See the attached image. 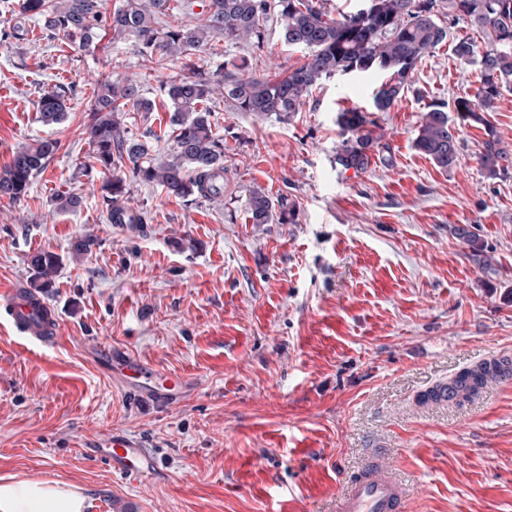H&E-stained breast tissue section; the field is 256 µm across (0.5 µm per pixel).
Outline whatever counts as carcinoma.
<instances>
[{"mask_svg": "<svg viewBox=\"0 0 512 512\" xmlns=\"http://www.w3.org/2000/svg\"><path fill=\"white\" fill-rule=\"evenodd\" d=\"M176 6H171V2ZM367 9L332 16L321 0H120L108 10L107 0H0V16L13 21L3 39L26 35L27 21L38 18L48 35L61 36L87 47L112 35V42L133 40L148 71L181 62L190 75L164 87L173 108L170 124L174 143L166 158L157 156L151 134L130 133L122 121L125 112H154L156 100L140 85L115 72L102 73L93 88V106L86 133L93 152L84 169L102 178V206L114 224H144L146 216L125 206L134 183L155 184L186 201L224 199V139L214 132L209 102L219 92L236 112L258 119L272 115L285 121L302 110L312 89L338 74L382 72L386 80L374 92L370 108L347 109L338 115L341 143L336 163L365 172L380 157L381 135L374 118L388 112L413 84L415 73L448 39L439 23L446 12L466 24L483 40L456 38L452 53L480 72L476 99L459 98L455 112L462 122L483 126L485 139L479 159L487 177L495 179L512 168V153L503 147L486 114L494 111L504 92L512 91V0H368ZM200 11H194V7ZM177 10L187 20L168 24L161 17ZM284 41L305 51L303 63L281 78L244 75L246 58H224L207 70L191 60L218 37L264 47L272 26ZM68 96L63 86L45 93L38 105L40 121L59 125L68 117ZM414 148L444 170L453 167L460 139L445 105L432 102L422 114L413 139ZM60 148L57 140H36L19 148L0 172V197L17 201L27 195L34 178L44 172ZM286 199L273 201L262 189L248 190L245 210L253 224H268L275 209L286 218ZM451 233L467 243L474 260L491 267L473 226L456 225ZM62 259L40 250L29 259L30 294L54 286ZM500 381L498 367L481 363L460 371L448 382L456 404L469 402L492 382Z\"/></svg>", "mask_w": 512, "mask_h": 512, "instance_id": "1", "label": "carcinoma"}]
</instances>
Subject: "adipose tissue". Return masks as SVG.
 <instances>
[{
	"instance_id": "1",
	"label": "adipose tissue",
	"mask_w": 512,
	"mask_h": 512,
	"mask_svg": "<svg viewBox=\"0 0 512 512\" xmlns=\"http://www.w3.org/2000/svg\"><path fill=\"white\" fill-rule=\"evenodd\" d=\"M89 497L75 484L0 478V512H87Z\"/></svg>"
}]
</instances>
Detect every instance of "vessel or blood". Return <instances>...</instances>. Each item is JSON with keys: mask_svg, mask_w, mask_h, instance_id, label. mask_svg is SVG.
Here are the masks:
<instances>
[{"mask_svg": "<svg viewBox=\"0 0 512 512\" xmlns=\"http://www.w3.org/2000/svg\"><path fill=\"white\" fill-rule=\"evenodd\" d=\"M0 299L9 308L14 332L25 339L49 345L60 333V324L45 303L32 300L27 291L18 287L0 290ZM112 372L120 379L133 381L136 391L161 402L177 399L187 386L179 375L164 374L142 360L116 350L111 354ZM101 454L113 470L124 477L149 474L154 461L146 449L133 439L116 434L111 447ZM404 490L396 474L379 462L370 459L349 478L346 489L336 504V512H403Z\"/></svg>", "mask_w": 512, "mask_h": 512, "instance_id": "b4317fda", "label": "vessel or blood"}]
</instances>
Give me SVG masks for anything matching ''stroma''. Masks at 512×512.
<instances>
[{"label": "stroma", "instance_id": "stroma-1", "mask_svg": "<svg viewBox=\"0 0 512 512\" xmlns=\"http://www.w3.org/2000/svg\"><path fill=\"white\" fill-rule=\"evenodd\" d=\"M0 46V170L35 140H59L18 201L0 200V289L29 286V256L62 265L44 298L61 324L48 346L15 335L0 316V477L81 486L88 512H336L351 474L372 452L403 484L406 512H512V384L462 405L422 406L419 394L491 355L512 354V170L487 178L481 126L459 127L460 154L443 170L413 146L431 102L474 96L478 71L441 46L381 113L392 165L363 173L336 162L338 112L370 107L380 73L338 75L281 121L256 119L223 98L212 108L224 139V202H186L133 184L128 206L145 224L111 223L85 116L98 73L118 70L157 98L127 113L134 134L172 148L163 82L181 64L145 75L130 41L81 48L30 20ZM275 78L302 49L271 28L263 48L216 39ZM70 87L59 126L38 120L43 91ZM293 208L283 222L251 223L246 189ZM77 194L79 208L60 209ZM472 225L492 271L454 238ZM93 240L74 256L71 243ZM119 347L182 375L190 390L149 402L112 376ZM123 433L152 453L151 476L130 482L93 448Z\"/></svg>", "mask_w": 512, "mask_h": 512}]
</instances>
